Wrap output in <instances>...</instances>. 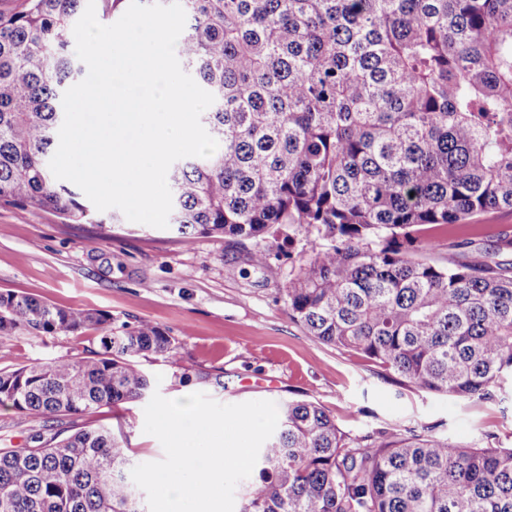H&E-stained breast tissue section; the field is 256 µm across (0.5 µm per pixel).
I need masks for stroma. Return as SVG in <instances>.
Returning <instances> with one entry per match:
<instances>
[{
	"instance_id": "stroma-1",
	"label": "stroma",
	"mask_w": 512,
	"mask_h": 512,
	"mask_svg": "<svg viewBox=\"0 0 512 512\" xmlns=\"http://www.w3.org/2000/svg\"><path fill=\"white\" fill-rule=\"evenodd\" d=\"M479 234L461 228L434 235L429 257L447 264L457 241L487 244L512 231V212L489 213ZM255 262L253 243L221 237L185 244L169 229L127 220L114 226L70 224L49 210L0 205V292L31 295L62 307H83L136 324L149 320L178 342L176 360L144 359L154 388L168 399L203 392L223 404L252 400L319 402L344 431L411 429L460 443L512 446V397L461 401L420 390L392 370L347 349L309 340L294 322L283 290L291 266L276 243ZM96 332L0 338V369L84 357L98 349ZM190 375L188 383L178 373ZM144 402L61 419L122 427L136 463L161 460L160 442L143 431ZM42 417L0 405V448H29Z\"/></svg>"
}]
</instances>
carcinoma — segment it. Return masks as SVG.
Masks as SVG:
<instances>
[{"mask_svg":"<svg viewBox=\"0 0 512 512\" xmlns=\"http://www.w3.org/2000/svg\"><path fill=\"white\" fill-rule=\"evenodd\" d=\"M129 0H95L108 20ZM87 0L0 12V204L97 216L49 161L80 72ZM178 55L215 97L209 158L169 169L170 226L260 245L315 235L285 288L311 340L415 387L489 401L512 383V232L441 266L432 232L512 211V0H181ZM99 332L82 358L0 370V404L46 419L145 399L157 324L0 292V337ZM123 433L104 425L0 448V512H142ZM240 512H512V447L408 430L351 437L313 400L280 404Z\"/></svg>","mask_w":512,"mask_h":512,"instance_id":"carcinoma-1","label":"carcinoma"}]
</instances>
